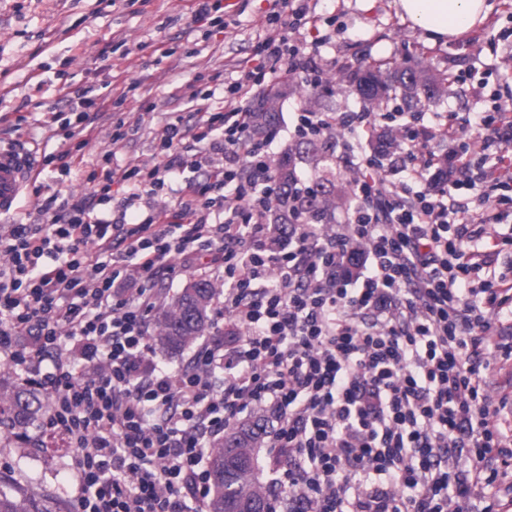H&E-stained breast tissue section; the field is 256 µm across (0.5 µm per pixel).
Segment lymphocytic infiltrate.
I'll list each match as a JSON object with an SVG mask.
<instances>
[{"instance_id": "f902f5d3", "label": "lymphocytic infiltrate", "mask_w": 512, "mask_h": 512, "mask_svg": "<svg viewBox=\"0 0 512 512\" xmlns=\"http://www.w3.org/2000/svg\"><path fill=\"white\" fill-rule=\"evenodd\" d=\"M318 21L309 0H275L224 106L192 90L156 136L159 165L107 155L94 205L112 204L111 216L45 204L41 223L0 225V362L47 394L42 428L75 450L72 512H191L208 496L213 441L254 405L271 416L292 512L512 505V387L490 367L512 363V282L494 269L512 207V107L465 113L433 136L403 112L298 113V137L353 134L337 159L360 173L355 203L330 232L297 189L270 248L278 128L255 133L250 98L269 75L320 77L288 42ZM94 117L126 142L124 114L104 97L78 95L53 119L73 138ZM381 122L402 142L399 171L427 189L378 179L359 142ZM467 127L496 155L477 160ZM182 173L176 204L157 206ZM459 192L467 203L449 204ZM188 270L219 286L223 325L169 370L151 354L156 285Z\"/></svg>"}]
</instances>
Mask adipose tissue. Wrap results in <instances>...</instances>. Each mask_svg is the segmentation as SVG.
I'll return each instance as SVG.
<instances>
[{"label":"adipose tissue","mask_w":512,"mask_h":512,"mask_svg":"<svg viewBox=\"0 0 512 512\" xmlns=\"http://www.w3.org/2000/svg\"><path fill=\"white\" fill-rule=\"evenodd\" d=\"M394 5L416 27L445 41L485 22L493 9L491 0H394Z\"/></svg>","instance_id":"1"}]
</instances>
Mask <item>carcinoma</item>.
<instances>
[{
    "instance_id": "obj_1",
    "label": "carcinoma",
    "mask_w": 512,
    "mask_h": 512,
    "mask_svg": "<svg viewBox=\"0 0 512 512\" xmlns=\"http://www.w3.org/2000/svg\"><path fill=\"white\" fill-rule=\"evenodd\" d=\"M342 81L348 86L359 84L358 96L367 111L381 110L400 99L409 108L438 96L448 85V76L431 74L419 63L406 59L395 67L375 64L350 70ZM395 144L390 129L375 134L371 149L385 154ZM328 146L320 140H309L282 152L272 166L283 186L293 185L297 160L306 155L316 162L326 158ZM349 196L336 187V174L329 165L319 170L316 188L309 199L310 209L321 215L347 205ZM288 198L282 196L274 211L273 234L278 237L287 222ZM217 287L206 278L191 276L172 301L159 309L154 339L160 349L177 354L192 348L212 327L211 312ZM46 402L30 383L14 377H0V426L16 439L27 442L30 430L45 411ZM264 441L262 426L257 421L233 423L213 445L208 458L210 493L206 512H277L279 496L262 480L258 465V449ZM0 512H54L52 503L43 498L26 497L0 489Z\"/></svg>"
}]
</instances>
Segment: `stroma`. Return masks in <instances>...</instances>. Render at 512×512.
<instances>
[{"mask_svg":"<svg viewBox=\"0 0 512 512\" xmlns=\"http://www.w3.org/2000/svg\"><path fill=\"white\" fill-rule=\"evenodd\" d=\"M320 17L318 37L293 33L323 70L317 112H357L359 100L338 89L337 77L360 64H394L411 57L451 76L447 94L426 104L425 114L490 109L512 101V0H494L488 21L454 41H432L403 20L393 0H310ZM192 0H140L122 10L110 0H0V141L18 142L36 162L46 155L80 150L83 164L58 184L40 175L41 196L25 193L17 211L1 224L37 217L42 197L90 201L88 175L108 151L147 165L159 161L153 141L178 106L181 89L198 73L209 75L213 103L224 100L225 83L247 67L265 35L269 0H232L229 22L208 48L190 31ZM137 96L125 108L132 127L128 147L114 149L107 119L94 121L84 147L65 139L56 111L86 90L118 96L130 82ZM44 444L16 443L0 434V485L55 501L71 512L76 482L73 448L33 429Z\"/></svg>","mask_w":512,"mask_h":512,"instance_id":"35a3bbf8","label":"stroma"}]
</instances>
